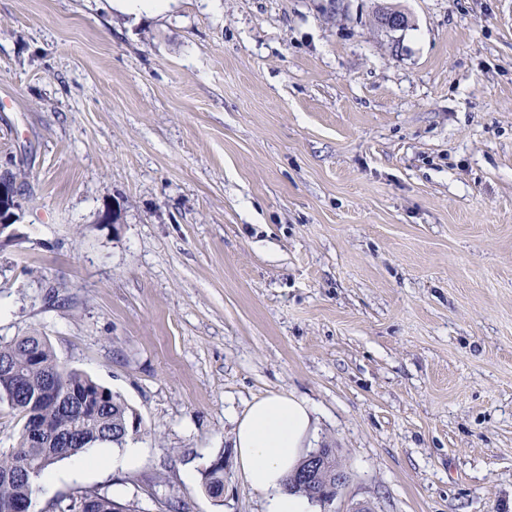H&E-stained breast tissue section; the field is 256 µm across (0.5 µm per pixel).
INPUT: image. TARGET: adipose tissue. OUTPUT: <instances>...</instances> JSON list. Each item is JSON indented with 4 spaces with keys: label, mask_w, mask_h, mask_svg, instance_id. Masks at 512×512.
<instances>
[{
    "label": "adipose tissue",
    "mask_w": 512,
    "mask_h": 512,
    "mask_svg": "<svg viewBox=\"0 0 512 512\" xmlns=\"http://www.w3.org/2000/svg\"><path fill=\"white\" fill-rule=\"evenodd\" d=\"M315 431L313 410L302 399L275 394L254 400L234 428L237 462L265 512H313L311 501L288 492L286 480Z\"/></svg>",
    "instance_id": "1"
}]
</instances>
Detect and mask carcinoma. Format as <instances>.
<instances>
[{
  "instance_id": "carcinoma-1",
  "label": "carcinoma",
  "mask_w": 512,
  "mask_h": 512,
  "mask_svg": "<svg viewBox=\"0 0 512 512\" xmlns=\"http://www.w3.org/2000/svg\"><path fill=\"white\" fill-rule=\"evenodd\" d=\"M0 365L15 370L16 376H0V405L7 406L14 415L26 419L30 411L37 412L44 425L43 440L33 441L27 426H22L17 446L0 449V507L32 499L37 481L56 463L81 455L97 446L122 448L131 431L136 412L118 393L98 384L85 373L63 368L48 343L38 335L20 336L10 342L0 343ZM59 384L60 396H42L48 380ZM101 391L97 409L71 404L69 391ZM74 434L76 438L59 446L58 438ZM328 455V466L311 480L297 470L288 478V490L306 496L311 501H324L336 494V470L343 466L336 458V449L323 447ZM202 487L206 494L219 502L224 497V468H206L201 472ZM95 495L91 512H139L131 502L115 500L106 490L76 494L54 502L52 512H76L79 499Z\"/></svg>"
}]
</instances>
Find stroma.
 I'll return each instance as SVG.
<instances>
[{
	"mask_svg": "<svg viewBox=\"0 0 512 512\" xmlns=\"http://www.w3.org/2000/svg\"><path fill=\"white\" fill-rule=\"evenodd\" d=\"M1 170L0 342L141 419L32 512H264L233 418L279 393L348 475L315 512H512V0H0ZM112 9L138 19L143 14H158L170 9L176 0H109ZM17 210L12 180L7 179L5 174H0V246L2 245V235L18 221ZM5 237L8 242L12 241L16 237L14 229H10ZM210 463L201 471L202 487L206 494L216 502H222L224 497V467L208 469ZM91 494L95 495L96 501L91 505L90 512H139L134 502L117 501L107 490L77 491L76 495L54 502L52 512H78L75 508L78 500Z\"/></svg>",
	"mask_w": 512,
	"mask_h": 512,
	"instance_id": "obj_1",
	"label": "stroma"
}]
</instances>
